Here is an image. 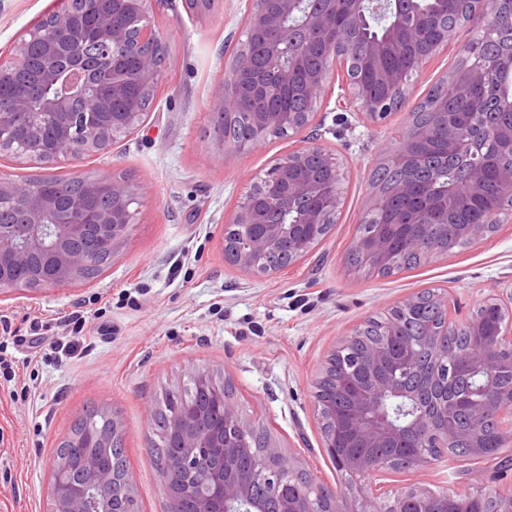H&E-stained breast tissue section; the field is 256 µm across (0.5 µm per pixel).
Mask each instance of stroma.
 <instances>
[{
	"instance_id": "35a3bbf8",
	"label": "stroma",
	"mask_w": 512,
	"mask_h": 512,
	"mask_svg": "<svg viewBox=\"0 0 512 512\" xmlns=\"http://www.w3.org/2000/svg\"><path fill=\"white\" fill-rule=\"evenodd\" d=\"M62 0H0V61H10L44 15ZM251 0H215L205 16L184 0H163L155 25L167 67L142 124L103 152L52 164L0 154V178L125 176L143 183L129 236L95 279L65 287L17 289L0 297V512H52L47 494L54 453L76 413L119 415L138 512H166L162 477L146 444L147 418L166 391L195 371L230 380L243 416L266 428L284 457L316 481L346 488L328 456L313 406L315 383L341 335L406 298L429 290L447 298L459 325L490 294L512 289V222L390 276L347 264L350 242L374 197L371 173L398 145L407 108L381 124L338 111L342 71L328 82L312 128L336 157L341 202L325 239L277 275L242 271L224 256V234L251 182L305 140L272 138L225 165L208 138L216 94L245 40ZM472 35L464 24L408 85L411 104L447 77ZM38 346H31L32 338ZM381 502L408 487L454 493L512 491V469L453 455L419 469L372 473Z\"/></svg>"
}]
</instances>
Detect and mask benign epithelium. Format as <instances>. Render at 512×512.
Here are the masks:
<instances>
[{
    "label": "benign epithelium",
    "mask_w": 512,
    "mask_h": 512,
    "mask_svg": "<svg viewBox=\"0 0 512 512\" xmlns=\"http://www.w3.org/2000/svg\"><path fill=\"white\" fill-rule=\"evenodd\" d=\"M159 0H112V9L98 16V41L94 53L85 51L80 30L73 27L69 13H59L53 22L35 28L30 40L18 45L14 57L0 65V82H25L23 90L10 97L0 96V152L6 134L23 127L24 151L33 159L47 158L54 163L61 159L77 161L90 151H103L110 139L136 130L143 117L141 100L131 97V88L140 93L155 89L161 77L155 48L161 38L152 25L154 7ZM444 0H432L426 10L404 13L401 0H254L253 10L245 25L249 35L261 36L267 60V76L253 78L252 88L242 95L230 90V83L241 81L250 74L249 49L230 63L222 82L216 109L222 117L246 114L253 137L288 127L300 132L310 126L317 104L336 68H341L347 83V97L343 108H356L372 123L384 121L390 112L386 103L367 96L350 75L348 62L358 54L352 31L336 29V16L345 10L358 25L369 24V19L389 21L391 25L408 32L428 24L435 18ZM468 8L459 14L458 23L448 28L445 43L452 42L461 21L470 16L507 18L503 12L504 0H466ZM334 33L330 45L331 56L320 72L306 86V108L301 112H276L259 107V100L268 96L274 86L283 87L292 82L293 67L280 65L278 57L290 49L293 58L306 51L307 34ZM42 45V63L31 59L28 44ZM112 61V67L105 62ZM384 81L396 94H406L405 75L385 71ZM483 73L476 66L461 69L454 84L461 95L480 83ZM95 90L98 112L112 108L116 100L127 102L126 110L112 113V137L102 128L84 120V113L72 111L73 102ZM41 100L46 114L61 120V130L52 143H47L42 124L31 119V104ZM434 136L443 138L452 154L466 159L470 167L478 166L470 153L469 141L459 128L451 123L417 124L409 118L403 135V146L396 153L401 165L413 142ZM209 138L222 150L224 163L231 164L247 152L246 142L238 144L224 139V122L211 121ZM319 137L311 135L306 144L286 157L275 161L266 175L250 186L245 201L234 213L231 223L237 235L224 239L225 256L245 272L273 275L286 269L277 265V259L288 256L290 263L304 258L312 243L323 239L327 225L335 222L340 205V181L336 159L318 144ZM82 195L70 200V207L61 211L56 203L33 184H17L0 178V201L14 200L18 208L14 220L0 224V294L16 290L45 289L84 279L93 266L112 259L116 246L131 229L129 204L145 193V186L126 178L109 180L80 177ZM417 189L429 195V186L418 183L415 174L406 173L394 185L397 193ZM102 193L112 196V209H88V204ZM507 210L480 224H466L460 228L440 223L434 225L430 236L412 238L410 246L426 257H432L448 248L457 235L470 241L482 239L495 232L497 224L506 217ZM364 261L383 268L395 264L397 256L387 234L371 238L356 235L351 242ZM417 304L412 296L392 309L381 335H402V317ZM367 323L359 324L342 337L328 355L324 367L341 365L343 379L337 382V391L344 392V381L361 371L368 377L356 383L348 394L351 435L360 448H402L417 437L433 442L439 448L453 445L457 439L454 423L456 406L446 400L431 405L425 403V389L438 381V368L421 369L418 353L408 342L391 354L388 344H366L361 362L351 367L346 354L363 341ZM448 336V323L428 334L427 341L438 356L441 344ZM464 372L479 384L473 391L479 398L467 402L477 417L495 413L508 417L512 427V385L503 387L500 379L512 378V329L500 330L498 341L490 348L475 345L468 352ZM194 382L216 412V422L204 419L198 406L174 409L168 415V433L172 447L181 448L184 459L178 468L163 475L167 512H441L440 501L448 491L408 489L381 505L374 494L361 492L359 508H353V498L330 488L310 494L299 489L271 499L257 496L252 481L228 471L216 473L207 483L206 491L182 479L180 472L188 468L199 448H218L224 460L235 458L248 441L260 435L266 448V482L277 487L288 473L301 471L295 461H284L281 448L267 433L242 416L237 405L224 394V383L205 371L194 374ZM313 403L319 417L336 416V399L321 391L313 393ZM69 448L85 449L81 483L67 473L62 461H54V479L49 487L54 512H127V503L135 498V488L129 477L116 480L99 448L108 447L103 439L85 442L78 436L67 435L63 440ZM339 470L352 479L365 477L380 469L373 458L365 454L339 457Z\"/></svg>",
    "instance_id": "1"
}]
</instances>
